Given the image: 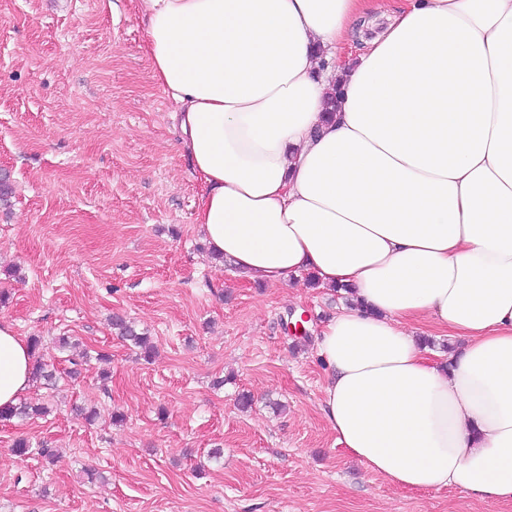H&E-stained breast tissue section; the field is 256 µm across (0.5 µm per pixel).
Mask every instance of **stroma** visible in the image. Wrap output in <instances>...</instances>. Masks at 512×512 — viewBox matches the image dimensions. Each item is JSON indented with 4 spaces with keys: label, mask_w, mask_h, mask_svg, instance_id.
Masks as SVG:
<instances>
[{
    "label": "stroma",
    "mask_w": 512,
    "mask_h": 512,
    "mask_svg": "<svg viewBox=\"0 0 512 512\" xmlns=\"http://www.w3.org/2000/svg\"><path fill=\"white\" fill-rule=\"evenodd\" d=\"M146 40L140 0H0V173L13 188L0 318L42 337L57 369L58 336L109 356L57 389L31 384L25 400L47 414L0 421V512H512L394 487L338 444L314 341L343 301L213 258ZM115 315L151 337L152 361L115 335ZM91 406L97 421L76 415ZM21 437L56 458L15 456Z\"/></svg>",
    "instance_id": "1"
}]
</instances>
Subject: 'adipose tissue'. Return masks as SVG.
Listing matches in <instances>:
<instances>
[{"instance_id": "ef3b65f1", "label": "adipose tissue", "mask_w": 512, "mask_h": 512, "mask_svg": "<svg viewBox=\"0 0 512 512\" xmlns=\"http://www.w3.org/2000/svg\"><path fill=\"white\" fill-rule=\"evenodd\" d=\"M142 3L210 249L353 293L315 344L338 443L396 486L512 502V0H402L336 67L371 0ZM32 365L1 319L0 409ZM414 327L416 336H419L420 338L426 337L434 342V346H426L435 352L448 354L443 346L446 347L449 345L453 348L452 350H455L458 347V340L451 338L450 336H444L438 328L428 321H421L415 324Z\"/></svg>"}]
</instances>
